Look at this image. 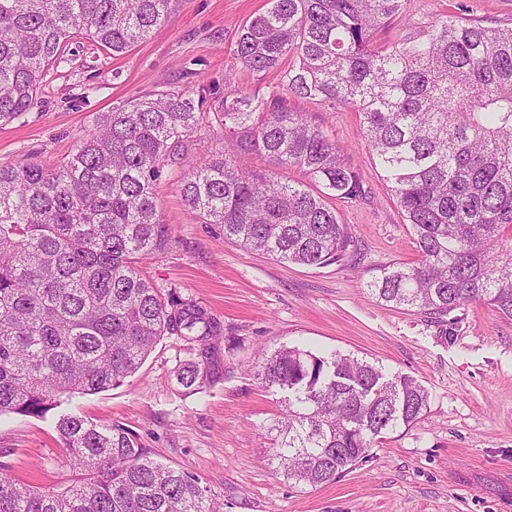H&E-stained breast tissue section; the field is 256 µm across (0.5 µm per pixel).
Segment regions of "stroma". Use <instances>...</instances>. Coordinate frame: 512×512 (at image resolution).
<instances>
[{
	"label": "stroma",
	"mask_w": 512,
	"mask_h": 512,
	"mask_svg": "<svg viewBox=\"0 0 512 512\" xmlns=\"http://www.w3.org/2000/svg\"><path fill=\"white\" fill-rule=\"evenodd\" d=\"M269 0H181L171 18L129 52L112 55L86 39L70 46L67 65L51 69L31 109L0 122V165H57L75 152L99 115L158 89L225 83L262 91L275 75L246 71L234 55L245 21ZM460 16L512 26V0H411L402 33ZM298 111L325 121L344 162L362 177L366 198L332 206L357 243L349 262L325 267L283 264L228 242L219 225L189 213L182 173L224 145L220 126L195 133L181 173L163 172L158 211L170 224L169 250L147 261L158 288L201 301L224 324V381L190 393L174 372L189 357L185 342L161 337L124 382L91 395L61 397L45 417H0V475L38 488L66 485V448L55 423L77 414L133 430L152 457L190 472L224 512H512V320L482 303L444 317L377 301L370 276L390 261L419 254L409 225L376 170L356 112L325 111L294 99ZM351 353L416 379L429 393L424 417L390 433L336 481L307 487L271 463L269 431L281 395L244 372L260 350L281 345Z\"/></svg>",
	"instance_id": "obj_1"
}]
</instances>
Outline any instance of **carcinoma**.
Here are the masks:
<instances>
[{
  "label": "carcinoma",
  "mask_w": 512,
  "mask_h": 512,
  "mask_svg": "<svg viewBox=\"0 0 512 512\" xmlns=\"http://www.w3.org/2000/svg\"><path fill=\"white\" fill-rule=\"evenodd\" d=\"M410 0H271L241 28L247 70L279 73L267 95L232 85L213 113L207 85L164 90L103 113L54 167L0 166V416L42 417L62 395L108 390L134 374L160 337L190 358L175 372L193 392L224 379V324L205 305L161 293L140 264L173 242L155 201L202 124L231 148L203 159L183 202L224 239L280 262L326 266L356 243L331 201L365 197L361 176L324 127L289 103L359 114L373 162L410 225L420 259L390 262L366 287L378 300L443 317L481 302L512 319V27L450 16L389 40ZM178 0H0V121L28 111L68 43L112 55L145 40ZM291 68L283 69L286 59ZM258 154L296 167L316 190L241 168ZM285 393L272 460L310 487L335 481L377 439L427 412L413 378L351 354L282 345L247 365ZM71 471L60 490L0 476V512H220L194 475L151 457L119 424L62 415Z\"/></svg>",
  "instance_id": "carcinoma-1"
}]
</instances>
